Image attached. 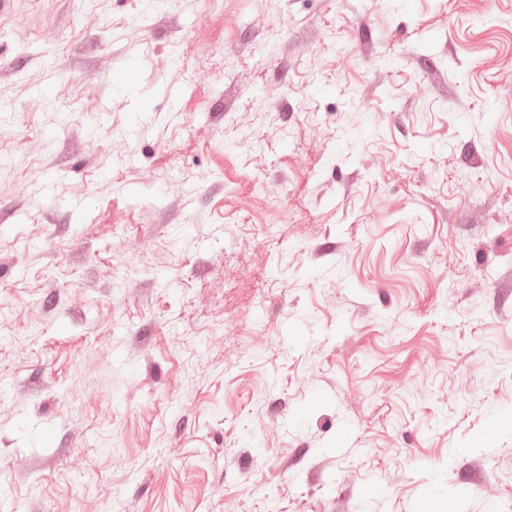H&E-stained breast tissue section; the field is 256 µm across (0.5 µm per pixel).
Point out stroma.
Segmentation results:
<instances>
[{
	"instance_id": "35a3bbf8",
	"label": "stroma",
	"mask_w": 512,
	"mask_h": 512,
	"mask_svg": "<svg viewBox=\"0 0 512 512\" xmlns=\"http://www.w3.org/2000/svg\"><path fill=\"white\" fill-rule=\"evenodd\" d=\"M0 101V512H512V0H13Z\"/></svg>"
}]
</instances>
